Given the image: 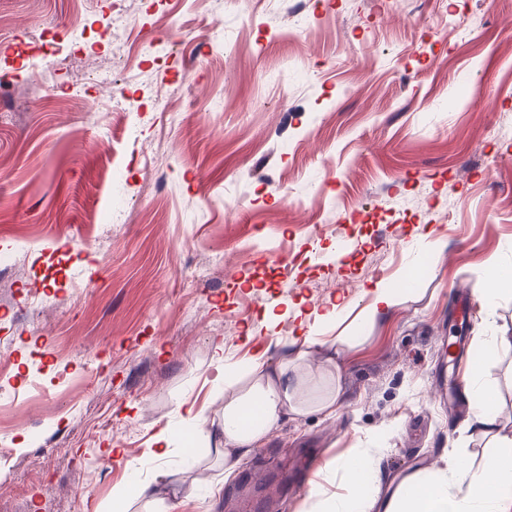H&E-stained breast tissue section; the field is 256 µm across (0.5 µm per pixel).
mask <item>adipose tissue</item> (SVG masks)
I'll use <instances>...</instances> for the list:
<instances>
[{
    "label": "adipose tissue",
    "instance_id": "ef3b65f1",
    "mask_svg": "<svg viewBox=\"0 0 512 512\" xmlns=\"http://www.w3.org/2000/svg\"><path fill=\"white\" fill-rule=\"evenodd\" d=\"M319 336H272L256 350L245 368L227 364L223 345H216L214 361L224 373V472L232 474L240 461L268 438L283 416L316 410L336 413L340 396L338 383L316 392L315 381L302 369L311 347L322 344ZM279 349L276 366L266 364L271 349ZM470 373L466 394L479 408L475 422L497 437L500 449L490 454L478 470L451 464L448 470L425 476H412L386 503V512H512V437L500 435L491 409L490 392ZM259 408L258 419H248L252 408ZM347 490L325 493L319 512H371L382 483L379 464L373 454L357 448L332 463Z\"/></svg>",
    "mask_w": 512,
    "mask_h": 512
}]
</instances>
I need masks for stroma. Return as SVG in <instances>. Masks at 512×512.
<instances>
[{
	"label": "stroma",
	"mask_w": 512,
	"mask_h": 512,
	"mask_svg": "<svg viewBox=\"0 0 512 512\" xmlns=\"http://www.w3.org/2000/svg\"><path fill=\"white\" fill-rule=\"evenodd\" d=\"M116 14L161 45L113 51ZM0 22L22 39L0 43V512H112L126 483L161 495L132 512H316L353 448L393 483L476 468L493 439L437 391L472 363L512 434V351L483 347L512 292L481 294L512 264V0H0ZM370 280L417 292L360 328ZM335 303L334 416L283 418L229 477L220 437L154 458L184 403L220 420L216 342L242 362L265 312L301 335Z\"/></svg>",
	"instance_id": "obj_1"
}]
</instances>
